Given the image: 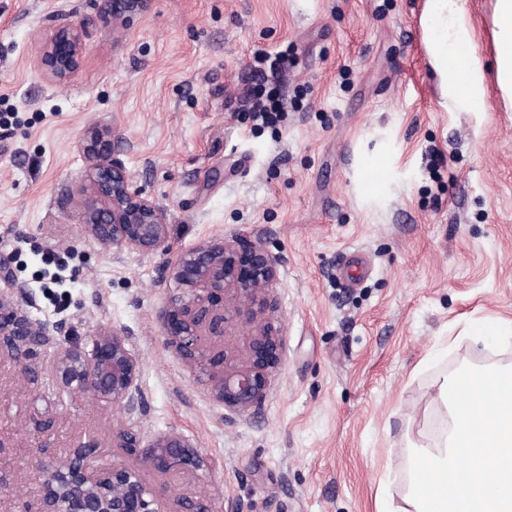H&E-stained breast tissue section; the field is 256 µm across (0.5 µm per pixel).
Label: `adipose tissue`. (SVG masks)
I'll return each mask as SVG.
<instances>
[{
	"instance_id": "1",
	"label": "adipose tissue",
	"mask_w": 512,
	"mask_h": 512,
	"mask_svg": "<svg viewBox=\"0 0 512 512\" xmlns=\"http://www.w3.org/2000/svg\"><path fill=\"white\" fill-rule=\"evenodd\" d=\"M429 62L452 112H479L486 75L466 0H427ZM495 79L512 107V0H494ZM438 397L451 417L431 447H417L401 499L379 512H512V368L488 367L443 375Z\"/></svg>"
}]
</instances>
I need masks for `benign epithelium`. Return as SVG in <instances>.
<instances>
[{
	"label": "benign epithelium",
	"mask_w": 512,
	"mask_h": 512,
	"mask_svg": "<svg viewBox=\"0 0 512 512\" xmlns=\"http://www.w3.org/2000/svg\"><path fill=\"white\" fill-rule=\"evenodd\" d=\"M83 24L62 26L42 43L41 64L53 79L67 80L79 67L86 48ZM84 174L68 190L80 207L85 235L105 249L137 250L169 256L163 274L179 288L167 294L159 312L161 335L193 373L194 381L217 403L242 415L265 399L278 367L283 342L269 325L277 302L272 284L279 259L260 246L250 248L249 273L237 271L234 244L222 238L177 251L161 208L128 174L112 143L86 150ZM236 321L249 330L242 360L228 363L224 355L226 324ZM63 325L37 327L21 305L0 292V348L20 371L28 370L37 349L55 336H66ZM61 392L94 396L106 406L134 408L140 363L125 338L99 330L84 342L61 345L49 365ZM111 447L135 459L136 465L100 462L95 448H71L64 457L30 462L41 483L36 507L27 512H168L172 491L151 486L141 471L195 474L210 466L196 446L182 435L144 439L132 427L112 429ZM173 512H214L203 496L175 499Z\"/></svg>",
	"instance_id": "obj_1"
}]
</instances>
